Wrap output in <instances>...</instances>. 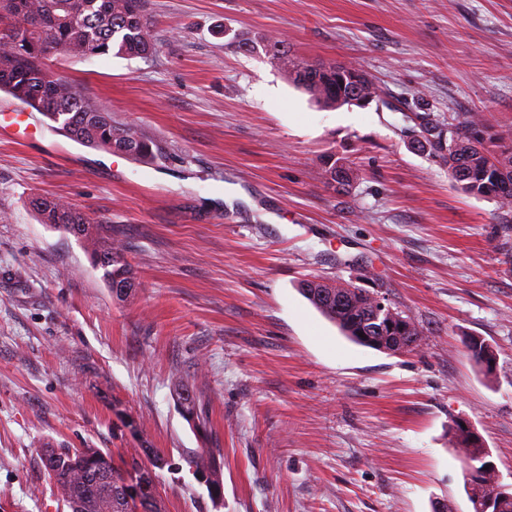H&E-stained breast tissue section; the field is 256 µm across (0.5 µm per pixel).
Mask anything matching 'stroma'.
Segmentation results:
<instances>
[{
	"label": "stroma",
	"instance_id": "35a3bbf8",
	"mask_svg": "<svg viewBox=\"0 0 512 512\" xmlns=\"http://www.w3.org/2000/svg\"><path fill=\"white\" fill-rule=\"evenodd\" d=\"M146 58L55 56L53 67L149 132L128 157L38 131L0 140V512H67L39 450L193 451L199 396L224 450L210 498L162 471L164 512H473L448 426L482 438L512 485V214L465 195L403 134L421 103L512 130V0H146ZM309 61L360 66L381 91L327 109L242 33ZM361 177L327 186L328 151ZM61 198L111 227L139 286L113 300L72 235L30 202ZM385 296L422 331L411 353L342 335L305 280ZM496 354L492 374L467 337ZM466 348L471 359L480 368V370L485 374H490L492 372L491 369L495 367V363L493 362V365L489 364V368L491 369L487 367V363L496 359L492 347L486 343L484 339L477 336H471L466 341ZM176 395L178 400L180 401L183 409L189 419H192L195 422L197 420L198 424H196L202 431L207 435V419L202 416L201 411L199 410L200 400L194 395L187 386L184 384H178L175 388Z\"/></svg>",
	"mask_w": 512,
	"mask_h": 512
}]
</instances>
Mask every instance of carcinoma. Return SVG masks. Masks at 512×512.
<instances>
[{
    "label": "carcinoma",
    "mask_w": 512,
    "mask_h": 512,
    "mask_svg": "<svg viewBox=\"0 0 512 512\" xmlns=\"http://www.w3.org/2000/svg\"><path fill=\"white\" fill-rule=\"evenodd\" d=\"M145 4L146 0H0V92L24 101L55 125L64 123L70 139L131 154L139 160L156 158L161 148L154 137L113 123L111 113L83 96L53 68L45 53V46L51 43L77 58L109 54L146 57L156 51V43ZM33 15L38 17L39 25L20 29V22ZM259 47L319 106H366L381 100L378 87L355 65L307 61L292 54L283 40L266 35L238 40L242 51L252 52ZM412 130L421 136L419 151L437 158L461 191L492 199L500 210L512 213V149L492 152L486 148L479 114H464L446 123L432 112H420L415 115ZM321 171L327 184L342 189L360 177L358 169L334 152L323 156ZM32 206L41 223L58 226L84 243L93 266L103 270L114 298L122 301L135 291V273L125 260L124 249L112 238V228L91 223L83 211L59 199L36 198ZM302 293L359 345L394 354L396 349L388 343V337L400 336L408 350L419 346L422 331L402 312L395 311L388 323L372 322L373 292L350 284L308 280L303 283ZM466 348L480 370L491 373L487 363L495 360L492 347L471 336ZM175 392L187 417L207 431L199 398L183 384L177 385ZM448 441L469 472L481 466L487 455L481 437L471 429L449 425ZM143 452L147 461L132 462L129 471L112 464L108 449L51 446L40 449V457L44 474L70 512H131L127 478L133 472L140 481L141 495L149 499L151 512H161L153 469L167 462L150 448ZM183 460L196 476L205 479L211 494L219 493L224 465V449L219 444L209 443L185 454ZM469 487L472 505L491 498L496 512H512V487L497 490L491 475L480 483L469 480Z\"/></svg>",
    "instance_id": "carcinoma-1"
}]
</instances>
